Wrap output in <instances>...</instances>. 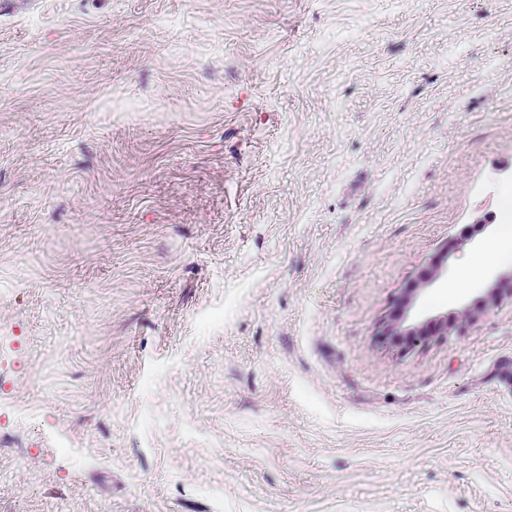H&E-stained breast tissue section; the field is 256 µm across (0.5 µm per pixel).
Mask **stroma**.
<instances>
[{"label":"stroma","instance_id":"1","mask_svg":"<svg viewBox=\"0 0 512 512\" xmlns=\"http://www.w3.org/2000/svg\"><path fill=\"white\" fill-rule=\"evenodd\" d=\"M509 196L512 0L0 12V512H512ZM504 255L495 254L491 255L490 253H480L472 257L465 267V274L463 279L460 281V285L465 284L471 280H475L480 278L487 267V265L491 262H496L500 260Z\"/></svg>","mask_w":512,"mask_h":512}]
</instances>
